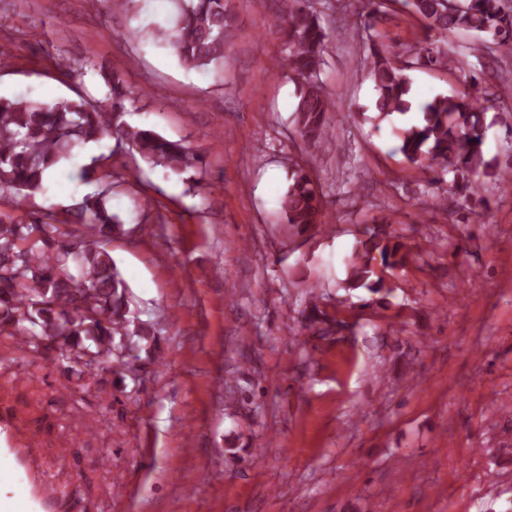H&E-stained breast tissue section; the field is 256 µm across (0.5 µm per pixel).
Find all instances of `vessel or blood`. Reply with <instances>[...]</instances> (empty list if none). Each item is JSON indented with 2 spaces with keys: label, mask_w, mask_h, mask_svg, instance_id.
<instances>
[{
  "label": "vessel or blood",
  "mask_w": 512,
  "mask_h": 512,
  "mask_svg": "<svg viewBox=\"0 0 512 512\" xmlns=\"http://www.w3.org/2000/svg\"><path fill=\"white\" fill-rule=\"evenodd\" d=\"M38 445V434L18 433L0 419V512H58L67 505L68 490L34 457Z\"/></svg>",
  "instance_id": "vessel-or-blood-1"
}]
</instances>
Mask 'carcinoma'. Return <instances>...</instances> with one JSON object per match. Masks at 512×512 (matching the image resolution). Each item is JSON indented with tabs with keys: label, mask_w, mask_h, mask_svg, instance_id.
<instances>
[{
	"label": "carcinoma",
	"mask_w": 512,
	"mask_h": 512,
	"mask_svg": "<svg viewBox=\"0 0 512 512\" xmlns=\"http://www.w3.org/2000/svg\"><path fill=\"white\" fill-rule=\"evenodd\" d=\"M407 4L428 22L429 39L466 31L484 45L512 46V12L503 0H462L454 8L448 7V0ZM226 5L227 0H178L171 26L158 27L153 35L188 69H222L232 28ZM379 6L380 0H366L361 15L365 30L375 28ZM275 25L284 38L287 67L299 81L296 131L303 140L334 150L337 144L328 118L334 102L319 80L331 31L322 25L314 0H283ZM409 53L410 60L396 65L371 49L370 75L381 121L411 110L406 70L414 62L444 68L456 63L438 48L421 45ZM100 76L107 89L102 98L78 93L45 103L22 95L0 97V191L22 198L45 192L47 178L75 148L106 136L168 174L202 167L203 158L190 147L124 120L138 95L119 74L102 70ZM487 101V88L474 75L464 91L425 101L419 107L420 118L402 129L400 151L413 164L453 174L460 196L477 192L496 174L482 150ZM102 160L93 157L83 165L81 182L94 183L97 189L71 207L72 219L60 220L51 210L33 212L23 222L0 217V335L22 338L24 346L38 355L55 352L54 360L68 381L90 379L91 368L105 360L125 377L141 361L136 354L140 342L155 335L153 324L132 316L129 286L109 249L112 239L128 229L112 212V170L104 169ZM323 206L311 174L301 167L294 170L281 200L286 223L320 224ZM406 258L399 245H389L386 232L370 230L348 259L346 288L363 287L386 296L391 286L382 270Z\"/></svg>",
	"instance_id": "cac0c4a2"
}]
</instances>
